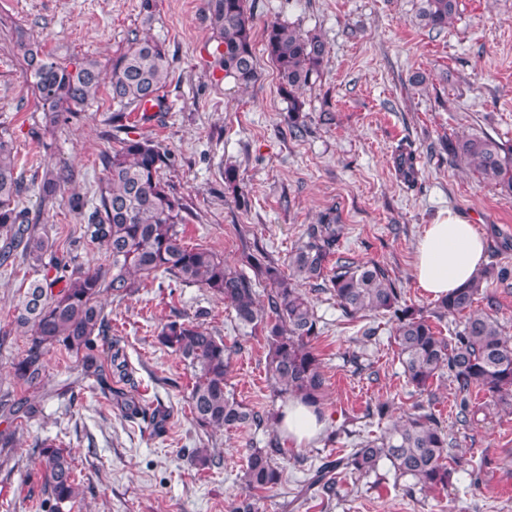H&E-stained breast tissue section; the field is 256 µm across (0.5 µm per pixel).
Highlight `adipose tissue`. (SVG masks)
<instances>
[{"mask_svg":"<svg viewBox=\"0 0 512 512\" xmlns=\"http://www.w3.org/2000/svg\"><path fill=\"white\" fill-rule=\"evenodd\" d=\"M484 255L482 236L472 224L451 213L428 225L416 245L414 278L419 288L441 299L467 284L478 272ZM324 421L314 407L289 400L278 421L281 434L294 446L308 444Z\"/></svg>","mask_w":512,"mask_h":512,"instance_id":"adipose-tissue-1","label":"adipose tissue"}]
</instances>
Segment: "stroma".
I'll return each instance as SVG.
<instances>
[{
  "label": "stroma",
  "mask_w": 512,
  "mask_h": 512,
  "mask_svg": "<svg viewBox=\"0 0 512 512\" xmlns=\"http://www.w3.org/2000/svg\"><path fill=\"white\" fill-rule=\"evenodd\" d=\"M249 3L254 33L277 18L327 42L319 77L301 92V132L290 126L265 54L257 56L259 79L248 90L214 78L205 0H151L147 15L141 0H0V126L14 140L18 169L28 183L49 166L74 174L53 208H42L36 190L21 197L52 244L47 260L105 261L86 234L87 210L73 208L70 198L88 200L97 190L99 156L112 146L111 110L103 98L44 127L11 34L22 27L56 59L89 57L105 70L133 36H150L164 44L170 64L168 110L128 124L132 135L172 155L164 177L192 212L183 227L186 245L211 249L246 273L244 249L257 244L284 271L307 225L333 206L343 224L339 256L378 263L407 304L430 313L436 301L414 279L415 248L427 225L451 211L475 224L486 242L476 306L491 310L512 338V197L452 165L444 149L449 139L479 132L512 146V0H459L440 34L419 24L418 0ZM327 113L333 123H323ZM401 150L413 155L415 183L398 175ZM228 167L238 174L243 199L224 183ZM34 276L19 259L0 267V396L40 405L31 419L0 416V432L13 436L10 447H0V512H50L41 493L45 440L74 458L82 493L63 512H231L249 450L278 432L269 416L281 401L266 376L264 337L218 295L163 275L121 298L108 290L99 296L108 325L96 338V354L106 361L121 351L130 381L110 375L112 391L104 393L81 379L75 355L57 345L45 355L48 389L31 388L14 376L12 363L28 348L16 306ZM303 291L320 327L314 347L326 377V426L305 446L284 443L282 483L259 496L257 512H512V412L487 403L474 420L459 422L448 381L423 394L407 384L394 322L371 313L346 318L328 284ZM172 320L192 321L233 349L228 383L239 401L265 416L263 426H198L189 405L194 373L157 339ZM118 391L136 398L145 416L127 418ZM381 403L387 413L380 418ZM418 404L435 414L458 458L447 490L413 488L386 463L368 477L344 472L327 494L307 489L314 469L347 456L360 438L405 422ZM157 410L164 414L159 428L150 419ZM196 448L210 449L214 464L192 465Z\"/></svg>",
  "instance_id": "stroma-1"
}]
</instances>
